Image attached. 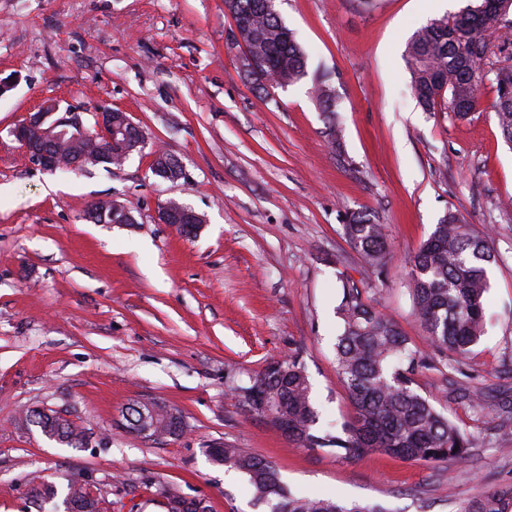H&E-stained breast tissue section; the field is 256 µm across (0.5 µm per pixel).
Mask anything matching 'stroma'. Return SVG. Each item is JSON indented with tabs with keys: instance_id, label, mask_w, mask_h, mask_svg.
I'll return each instance as SVG.
<instances>
[{
	"instance_id": "35a3bbf8",
	"label": "stroma",
	"mask_w": 512,
	"mask_h": 512,
	"mask_svg": "<svg viewBox=\"0 0 512 512\" xmlns=\"http://www.w3.org/2000/svg\"><path fill=\"white\" fill-rule=\"evenodd\" d=\"M452 8L429 0H277L309 63L333 75L342 146L308 81L264 96L230 42L224 0H0V512H41L38 476L96 486L102 512H165L160 491L204 499L210 512H261L243 477L213 463L223 443L276 462L296 491L385 512H462L512 484V144L497 126L494 87L464 118L427 112L410 89L407 45ZM92 123L98 107L128 113L186 176L150 171L149 152L121 167L68 175L34 164L12 135L46 100ZM174 198L205 223L182 237L157 219ZM114 200L130 224H95ZM384 225L383 274L346 241L348 214ZM455 213L489 231L486 327L462 379L482 390L473 411L432 373L422 393L473 436L466 466L370 453L346 459L296 447L248 413L232 389L269 362L300 354L323 419L353 413L336 374L337 286L348 276L414 342L407 259ZM180 410L184 432L149 439L119 428L130 404ZM61 412L89 435L65 448L21 423Z\"/></svg>"
}]
</instances>
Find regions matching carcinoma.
Here are the masks:
<instances>
[{"label":"carcinoma","mask_w":512,"mask_h":512,"mask_svg":"<svg viewBox=\"0 0 512 512\" xmlns=\"http://www.w3.org/2000/svg\"><path fill=\"white\" fill-rule=\"evenodd\" d=\"M227 12L248 22L241 40L260 58L252 79L259 90L294 85L308 76V56L295 34L282 20L275 5L262 0H224ZM497 29L487 13H457L431 20L413 35L407 49L411 91L426 111L440 109L465 117L461 105L478 104L485 84L502 93L504 69L487 67L491 33ZM311 93L327 119V136L340 147L334 119L336 97L327 75H315ZM502 135L512 143V104L496 99L494 109ZM104 146L95 127L78 152L97 165ZM344 235L350 246L379 276L390 260L383 225L368 215L346 216ZM498 255L487 233H478L453 213L435 225L430 236L409 256L413 313L425 333L431 353L423 352L401 329L377 311L367 290L349 277L341 280V299L336 314L341 332L336 339V370L343 382L354 415L341 429L320 423L312 398V385L304 363L293 355L269 363L263 370L238 384V402L264 417L301 448L323 450L345 458L372 451L389 456L438 463L463 464L470 434L449 420L430 399L418 391L416 376L434 370L441 373L446 396L472 407L482 406L480 393L466 387L448 371L472 358L474 347L485 332L484 298L489 289L488 269ZM26 424H39L48 439L67 448H81L85 429L69 419L41 408L25 413ZM212 461L241 474L251 487L256 505L268 512H383L359 502H342L327 496H298L282 481L271 461L239 448L215 444L208 449ZM35 502L55 499L57 488L32 480L27 491ZM65 497L79 503L78 512H101V500L90 484L67 481ZM166 512H209L205 500L169 493ZM465 512H512V486L486 491Z\"/></svg>","instance_id":"obj_1"}]
</instances>
